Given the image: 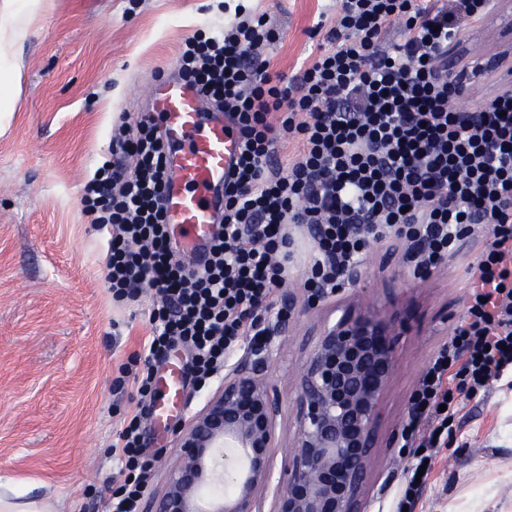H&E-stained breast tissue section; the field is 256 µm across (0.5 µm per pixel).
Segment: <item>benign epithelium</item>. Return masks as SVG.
I'll return each instance as SVG.
<instances>
[{
  "mask_svg": "<svg viewBox=\"0 0 512 512\" xmlns=\"http://www.w3.org/2000/svg\"><path fill=\"white\" fill-rule=\"evenodd\" d=\"M361 268L348 269L337 291H357ZM398 321L347 304L324 326L302 369L294 444L283 460L275 512H363L385 394L397 360ZM266 336L224 366V384L175 432L179 456L165 488L143 495L142 512H256L269 486L281 398L269 370L288 338L290 315L266 323ZM232 490L205 501L217 455Z\"/></svg>",
  "mask_w": 512,
  "mask_h": 512,
  "instance_id": "benign-epithelium-1",
  "label": "benign epithelium"
}]
</instances>
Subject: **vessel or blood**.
Listing matches in <instances>:
<instances>
[{"mask_svg":"<svg viewBox=\"0 0 512 512\" xmlns=\"http://www.w3.org/2000/svg\"><path fill=\"white\" fill-rule=\"evenodd\" d=\"M151 100L171 155L167 222L186 241V256L200 262L215 230L217 212L224 206V184L238 154L236 135L225 119L205 111L198 94L181 81L154 84ZM159 385L161 397L153 415L164 422L184 409L180 371H168Z\"/></svg>","mask_w":512,"mask_h":512,"instance_id":"vessel-or-blood-1","label":"vessel or blood"}]
</instances>
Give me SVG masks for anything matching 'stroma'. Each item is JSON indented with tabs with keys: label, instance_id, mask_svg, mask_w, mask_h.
I'll use <instances>...</instances> for the list:
<instances>
[{
	"label": "stroma",
	"instance_id": "stroma-1",
	"mask_svg": "<svg viewBox=\"0 0 512 512\" xmlns=\"http://www.w3.org/2000/svg\"><path fill=\"white\" fill-rule=\"evenodd\" d=\"M270 15L278 41L265 56L273 74L292 76L314 51L310 30L335 17L337 0H51L33 35L6 48L25 64L15 112L0 119V482L32 483L61 512H103L119 480L112 442L137 394L115 387L122 366L149 334V293L120 304L104 278L107 236L89 224L81 198L106 155L121 115L146 112L144 89L174 76L184 41L223 25L237 5ZM512 49V0L448 48L462 71ZM295 257L288 286L292 323L273 366L283 400L276 421L273 480L294 434L298 374L315 336L340 307L398 314L403 327L365 512H395L410 462L401 431L415 384L464 311L463 282L479 244L466 241L425 277L406 263L405 243H377L356 294H332L308 306L304 257L309 237L292 227ZM179 417L146 422L156 453L152 488L166 484L177 450ZM414 512H512V381L479 393L462 428L438 455Z\"/></svg>",
	"mask_w": 512,
	"mask_h": 512
}]
</instances>
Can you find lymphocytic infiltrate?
<instances>
[{"label":"lymphocytic infiltrate","mask_w":512,"mask_h":512,"mask_svg":"<svg viewBox=\"0 0 512 512\" xmlns=\"http://www.w3.org/2000/svg\"><path fill=\"white\" fill-rule=\"evenodd\" d=\"M448 11L441 0H340L334 21L312 27L322 41L289 78L271 76L261 57L279 38L268 14L239 6L223 27L186 40L180 79L242 142L202 266L171 243L157 121L145 115L113 128L82 204L108 234L113 298L147 290L154 302L144 351L122 369L138 400L112 444L122 483L106 512H140L152 469L141 426L164 353L186 345L193 386L204 389L259 336L261 317L283 313L289 225L307 228L304 285L320 295L389 236L419 246L418 275L452 258L464 236L484 243L465 282L466 311L410 399L401 439L413 455L399 506L416 505L426 488L418 472L447 447L467 402L512 373V92L469 111L448 72V47L463 36ZM389 33L396 39L387 44ZM290 138L298 154L285 162L279 146Z\"/></svg>","instance_id":"obj_1"}]
</instances>
